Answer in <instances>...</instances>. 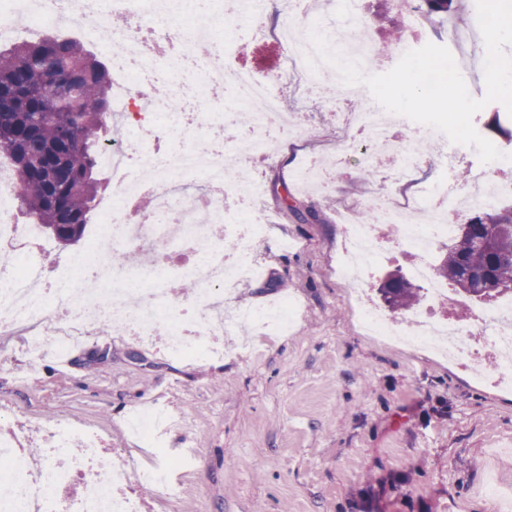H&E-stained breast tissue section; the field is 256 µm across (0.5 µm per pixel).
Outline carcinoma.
<instances>
[{"label":"carcinoma","mask_w":512,"mask_h":512,"mask_svg":"<svg viewBox=\"0 0 512 512\" xmlns=\"http://www.w3.org/2000/svg\"><path fill=\"white\" fill-rule=\"evenodd\" d=\"M459 0H422L431 19L454 21ZM107 67L77 41L49 36L0 47V159L10 161L15 206L64 247L79 242L100 191L99 152L115 134ZM487 224H512V206H475L440 264L457 292H512V236L479 244ZM422 287L400 275L380 289L394 312L421 300Z\"/></svg>","instance_id":"obj_1"}]
</instances>
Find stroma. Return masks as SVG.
I'll return each instance as SVG.
<instances>
[{"label": "stroma", "mask_w": 512, "mask_h": 512, "mask_svg": "<svg viewBox=\"0 0 512 512\" xmlns=\"http://www.w3.org/2000/svg\"><path fill=\"white\" fill-rule=\"evenodd\" d=\"M235 35L234 66L271 77L281 54L273 39L244 18ZM332 77L274 83L303 121L255 169L244 161L235 78L224 82V152L244 174L258 173L260 206L274 219L252 244L264 277L239 283L231 304L257 310L288 298L300 308L291 328L263 342L238 327L224 337V356L193 362L107 327L62 359L51 352L31 359L22 333H0V428L24 431L31 448L45 426L82 423L133 476L149 451L128 431V418L149 405L168 408L174 422L162 435L164 453L191 448L197 464L183 474L174 505L131 479L142 512H485L487 484L512 496V392L474 381L436 353L361 335L350 302L357 289L331 272L344 239L339 209L364 206L384 175L366 153L340 146L345 113L367 110L371 94L358 85L351 98L325 95ZM395 130L402 150L393 164L415 150L410 178L428 184L442 141L423 128ZM309 151L333 175L319 192L294 182ZM288 194L315 203L323 221L285 217L279 203Z\"/></svg>", "instance_id": "obj_1"}]
</instances>
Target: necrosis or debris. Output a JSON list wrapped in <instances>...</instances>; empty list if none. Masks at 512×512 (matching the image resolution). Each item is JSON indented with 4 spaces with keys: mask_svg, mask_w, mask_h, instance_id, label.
I'll use <instances>...</instances> for the list:
<instances>
[{
    "mask_svg": "<svg viewBox=\"0 0 512 512\" xmlns=\"http://www.w3.org/2000/svg\"><path fill=\"white\" fill-rule=\"evenodd\" d=\"M23 12L33 38L60 26L91 36L113 19L127 18V25L114 30L102 51L130 91L113 101V110L122 114L123 121L101 153L103 165L112 170L110 188L95 209L91 238L70 261L45 264L51 253L48 242L33 227L9 220L0 206V250L18 259L13 271L0 278V330H24L26 350L34 358L49 349L66 356L72 341L89 335L97 324L120 327L141 342L161 340L176 358H208L221 352L224 334L238 322L216 315L215 300L225 288L255 276L249 244L265 226L251 220L236 231L234 244H225V211L249 212L255 196L238 183L225 188L229 169L222 152H202L192 146L199 131L223 128L224 115L194 106L169 111L166 99L155 96L153 87L169 81L172 73H188L196 98L219 100L223 53L234 43L224 30V0H210L205 13L197 0H33L28 12L22 0H0L1 41L18 38L16 21ZM431 38L452 44L473 69H482L485 44L479 28L442 27ZM201 39L212 46L203 59L192 52ZM236 79L247 86L245 105L254 111L252 150L264 154L269 139L263 131L278 109L277 99L249 72H238ZM352 123L356 132L345 138V150H355L363 142L373 146L377 158L389 150L393 131L387 112L375 107L354 114ZM459 154L456 147L439 153L434 164L438 176L422 193L387 208L373 204L368 223L346 225V260L337 273L351 281L362 279L385 258L378 225H401V246L417 256L410 274L426 287L423 307L408 314L382 312L357 299L367 335L446 350L459 368L479 377L490 375L496 385L511 386L512 294L478 305L473 324L466 326L448 325L432 313L434 307L457 302L447 284L435 278L430 254L454 234L447 212L456 207L457 199L446 174L454 169ZM189 177L211 185L212 195L181 194L178 184ZM146 193L158 200L155 210L135 208V199ZM409 209L429 214L430 223H405ZM147 239L168 245L171 253L188 249L193 257L183 272L198 292L182 311H174L169 296L168 282L175 268L171 253L157 257L144 280L126 270L112 271L104 261L112 247L137 246ZM50 336L55 339L51 345L46 342ZM43 441L47 462L34 470L21 436L0 435V482L13 488L10 497L0 500V512H57L62 490L79 475L85 484L76 512H138L136 500L121 490L125 474L104 453L97 432L56 424L45 429ZM193 462L186 455L173 463L162 458L138 471L137 477L155 485L160 496L173 503L180 495L178 476Z\"/></svg>",
    "mask_w": 512,
    "mask_h": 512,
    "instance_id": "obj_1",
    "label": "necrosis or debris"
}]
</instances>
